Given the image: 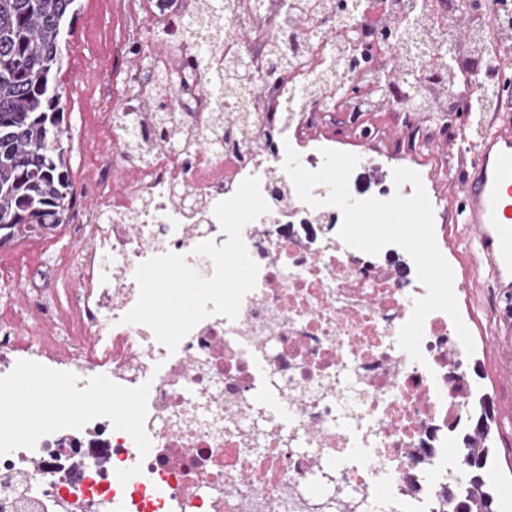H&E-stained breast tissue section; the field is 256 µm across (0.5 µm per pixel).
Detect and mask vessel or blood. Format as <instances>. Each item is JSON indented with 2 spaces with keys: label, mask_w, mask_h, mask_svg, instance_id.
Listing matches in <instances>:
<instances>
[{
  "label": "vessel or blood",
  "mask_w": 512,
  "mask_h": 512,
  "mask_svg": "<svg viewBox=\"0 0 512 512\" xmlns=\"http://www.w3.org/2000/svg\"><path fill=\"white\" fill-rule=\"evenodd\" d=\"M501 109L512 110V57L500 64ZM455 222L464 224L478 242L482 260L505 288V309L512 320V119L503 118L479 142L470 169L458 185Z\"/></svg>",
  "instance_id": "vessel-or-blood-1"
}]
</instances>
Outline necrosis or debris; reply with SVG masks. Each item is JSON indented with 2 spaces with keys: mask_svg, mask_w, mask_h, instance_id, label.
<instances>
[{
  "mask_svg": "<svg viewBox=\"0 0 512 512\" xmlns=\"http://www.w3.org/2000/svg\"><path fill=\"white\" fill-rule=\"evenodd\" d=\"M417 3L358 0V25L382 32L384 18L401 20ZM287 6L266 0L225 15L223 43L257 25L276 32ZM195 53L171 37L155 54L179 72L168 102L193 150L154 138L155 87L134 79L101 116L102 135L118 145L87 185L86 223L63 228L74 248L36 237L52 283L32 274L0 290V398L30 380L32 361L69 398L61 417L20 434L0 418V512H320L326 496L309 484L324 469L361 512H443L446 448L475 398L454 323L430 313L423 359L413 360L398 337L426 293L415 264L396 245L375 255L347 246L327 187L314 188L322 205L310 207L284 169L287 149L312 171L322 149H340L321 133L333 111L379 112L376 69L357 74L367 94L331 107L289 79L272 96L271 60L251 51L244 94L261 107L242 137L216 123L207 70H181ZM115 172L120 190L103 191ZM252 176L269 210L242 230L259 271L237 317L204 318L173 351L149 327L124 323L142 262L173 252L213 274L194 249L226 241L214 208ZM102 393L134 394L132 422L97 403Z\"/></svg>",
  "mask_w": 512,
  "mask_h": 512,
  "instance_id": "necrosis-or-debris-1",
  "label": "necrosis or debris"
}]
</instances>
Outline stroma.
<instances>
[{
	"instance_id": "1",
	"label": "stroma",
	"mask_w": 512,
	"mask_h": 512,
	"mask_svg": "<svg viewBox=\"0 0 512 512\" xmlns=\"http://www.w3.org/2000/svg\"><path fill=\"white\" fill-rule=\"evenodd\" d=\"M78 13L65 50L59 82L65 120L71 128L70 175L82 189L98 153L112 151L101 140L95 113L118 103L126 75L142 71L141 57L133 55V40L151 44L148 21L134 12L131 0H77ZM448 259L458 277L473 280L470 292L461 293L458 308L469 330L474 351L471 377L478 395L493 406L490 446L493 450L496 512H512V366L501 358V342H512V324L502 316L505 296L497 288L477 249L449 244Z\"/></svg>"
}]
</instances>
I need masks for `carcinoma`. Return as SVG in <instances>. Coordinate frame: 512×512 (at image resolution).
Segmentation results:
<instances>
[{
    "instance_id": "obj_1",
    "label": "carcinoma",
    "mask_w": 512,
    "mask_h": 512,
    "mask_svg": "<svg viewBox=\"0 0 512 512\" xmlns=\"http://www.w3.org/2000/svg\"><path fill=\"white\" fill-rule=\"evenodd\" d=\"M75 0H0V247L20 235L57 229L74 199V187L67 162L68 126L58 93L57 72L61 63L63 27L73 16ZM193 17L176 24L174 34L182 41L197 44L201 60L215 57L210 72L215 74V91L234 99L249 79L240 58L218 55L219 48L199 37L200 24L206 22L219 30L221 0H197ZM344 0H297L291 6L286 29L288 38L298 16L333 12L342 21L345 33L336 43V57L355 73L373 60L368 43L347 16ZM432 24L426 5L394 27L388 46L404 47L417 32ZM512 40L497 34L481 44L475 56L484 68L478 79L485 86L500 87L499 60ZM409 77L419 80L400 85L397 96L412 103L419 99L418 89L425 84L440 87L451 110L469 105L471 81L458 65L448 61V40L440 37L426 60L403 63ZM347 85L326 68L321 79L309 86L308 96L326 94L336 100L346 96ZM157 131L169 146L187 145L183 129L172 113H156ZM471 426L461 437L463 448L457 456L459 480L445 491L450 512H494L491 493L493 478L486 469L491 449L487 440L490 409H468Z\"/></svg>"
}]
</instances>
